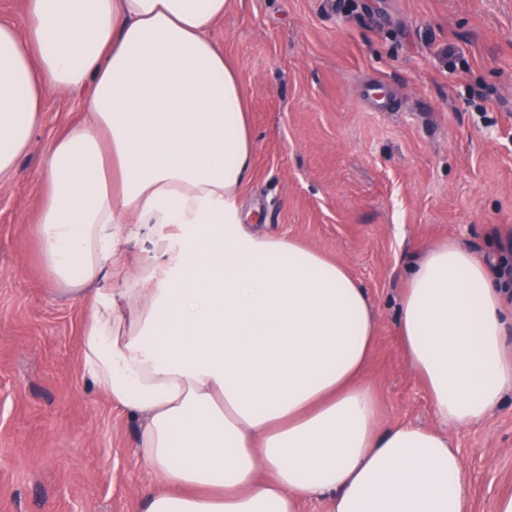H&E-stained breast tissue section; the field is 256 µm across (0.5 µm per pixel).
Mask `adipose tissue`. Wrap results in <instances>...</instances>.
<instances>
[{"mask_svg": "<svg viewBox=\"0 0 512 512\" xmlns=\"http://www.w3.org/2000/svg\"><path fill=\"white\" fill-rule=\"evenodd\" d=\"M232 3L25 0V33L0 20V180L17 177L45 97L90 90L44 151L34 232L50 280L91 301L86 376L138 421L136 452L164 485L144 512H467L447 434L378 425L365 289L246 222L245 90L209 36ZM139 234L152 257L129 275L118 243ZM502 297L454 244L410 271L398 333L445 423L512 392Z\"/></svg>", "mask_w": 512, "mask_h": 512, "instance_id": "obj_1", "label": "adipose tissue"}]
</instances>
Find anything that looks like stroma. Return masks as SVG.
<instances>
[{
    "mask_svg": "<svg viewBox=\"0 0 512 512\" xmlns=\"http://www.w3.org/2000/svg\"><path fill=\"white\" fill-rule=\"evenodd\" d=\"M210 37L246 92L249 224L365 288L381 427L446 429L468 512H495L512 494V395L475 425L442 427L397 312L427 248L486 261L512 240V0H234ZM84 98H48L18 177L0 182V512H144L157 485L136 422L84 374L91 304L54 290L33 233L44 149Z\"/></svg>",
    "mask_w": 512,
    "mask_h": 512,
    "instance_id": "1",
    "label": "stroma"
}]
</instances>
